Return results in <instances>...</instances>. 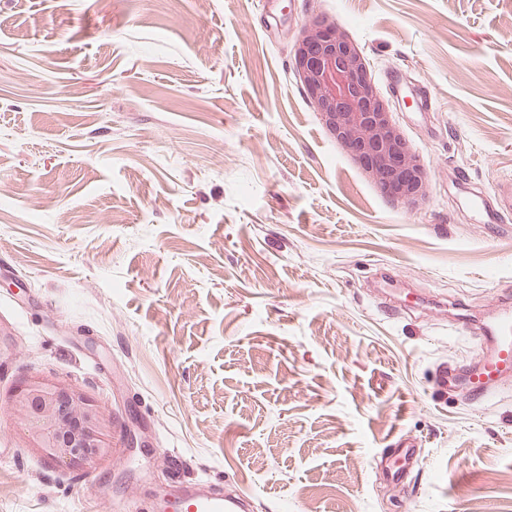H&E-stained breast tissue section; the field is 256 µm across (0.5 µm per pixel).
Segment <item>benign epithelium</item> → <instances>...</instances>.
Segmentation results:
<instances>
[{
	"instance_id": "obj_1",
	"label": "benign epithelium",
	"mask_w": 512,
	"mask_h": 512,
	"mask_svg": "<svg viewBox=\"0 0 512 512\" xmlns=\"http://www.w3.org/2000/svg\"><path fill=\"white\" fill-rule=\"evenodd\" d=\"M292 54L295 76L337 145L393 200L411 206L422 200L427 166L392 118L388 100L377 94L366 58L347 32L326 16L313 15ZM10 407L54 463L90 462L109 452L104 411L68 384L26 382L15 390Z\"/></svg>"
}]
</instances>
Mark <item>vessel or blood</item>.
<instances>
[{"label":"vessel or blood","mask_w":512,"mask_h":512,"mask_svg":"<svg viewBox=\"0 0 512 512\" xmlns=\"http://www.w3.org/2000/svg\"><path fill=\"white\" fill-rule=\"evenodd\" d=\"M477 341L482 350L475 363L450 372V383L465 384L468 393L484 400L512 383V311L503 310L494 321L480 327ZM417 464L416 451L406 445L397 449L396 459L387 469L396 481L408 477ZM251 498L246 493L223 495L193 486L180 487L170 503L171 512H249Z\"/></svg>","instance_id":"obj_1"}]
</instances>
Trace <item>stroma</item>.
Wrapping results in <instances>:
<instances>
[{
	"mask_svg": "<svg viewBox=\"0 0 512 512\" xmlns=\"http://www.w3.org/2000/svg\"><path fill=\"white\" fill-rule=\"evenodd\" d=\"M316 13L394 102L418 204L300 90ZM507 176L512 0H0V512H162L180 481L253 512H512V387L441 383L512 302V219L468 205ZM33 378L105 409L112 454L35 448L9 406ZM396 459L387 469L388 477L392 480L403 481L406 479L413 467L417 465L415 448L410 445H403L402 448H395Z\"/></svg>",
	"mask_w": 512,
	"mask_h": 512,
	"instance_id": "1",
	"label": "stroma"
}]
</instances>
